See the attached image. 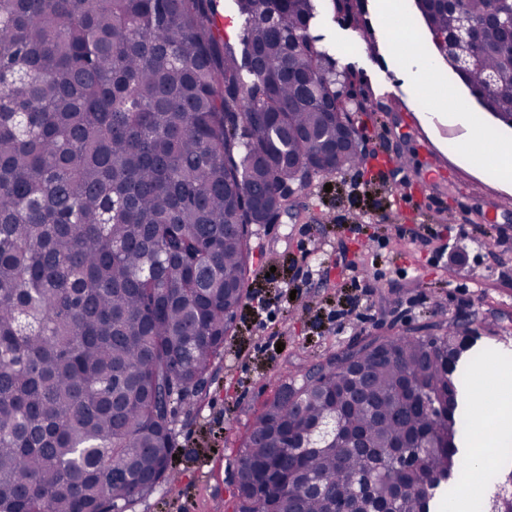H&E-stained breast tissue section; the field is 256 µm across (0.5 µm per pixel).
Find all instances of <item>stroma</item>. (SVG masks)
<instances>
[{
  "instance_id": "35a3bbf8",
  "label": "stroma",
  "mask_w": 512,
  "mask_h": 512,
  "mask_svg": "<svg viewBox=\"0 0 512 512\" xmlns=\"http://www.w3.org/2000/svg\"><path fill=\"white\" fill-rule=\"evenodd\" d=\"M364 17L359 31L326 7L311 31L332 47L337 69L354 72L370 102L373 114L360 116L358 128L371 155L299 188L279 223L251 225L247 291L272 308L256 316L240 307L201 392L177 406L173 482L136 498L127 512H233L237 458L262 404L280 381L363 338L475 316L487 331L473 363L491 361L512 376V184L460 160L470 130L449 122L448 112L454 104L486 122L491 116L467 87L453 101L417 89L397 30L414 31V46L427 50L433 85L455 73L441 64L414 6L389 18L385 0H365ZM398 155L407 160L398 177L379 178ZM354 224L362 234L351 232ZM402 226L432 228L464 249L463 264L434 262L398 239ZM347 259L358 263L359 284L343 268ZM307 267L327 269V282L299 286L296 275Z\"/></svg>"
}]
</instances>
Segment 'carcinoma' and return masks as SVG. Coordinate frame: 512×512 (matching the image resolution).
Segmentation results:
<instances>
[{"mask_svg": "<svg viewBox=\"0 0 512 512\" xmlns=\"http://www.w3.org/2000/svg\"><path fill=\"white\" fill-rule=\"evenodd\" d=\"M0 0V512H123L167 478L175 403L247 297L249 226L292 164L366 155L354 73L314 0ZM361 24L363 0H329ZM431 38L457 26L415 0ZM459 69L512 126V43ZM496 82L488 86L487 77ZM469 323L385 336L283 381L250 424L234 512H429L467 465Z\"/></svg>", "mask_w": 512, "mask_h": 512, "instance_id": "cac0c4a2", "label": "carcinoma"}]
</instances>
